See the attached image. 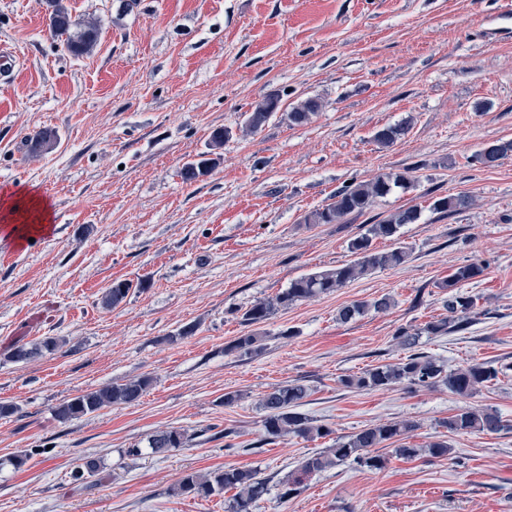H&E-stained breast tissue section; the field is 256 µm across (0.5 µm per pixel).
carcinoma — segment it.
<instances>
[{"label": "carcinoma", "instance_id": "carcinoma-1", "mask_svg": "<svg viewBox=\"0 0 512 512\" xmlns=\"http://www.w3.org/2000/svg\"><path fill=\"white\" fill-rule=\"evenodd\" d=\"M50 8V29L56 36L66 37L68 51L74 56L87 54L96 44L99 28L94 23L81 24L74 20L61 0H47ZM280 97L269 94L257 103L249 113L245 131L255 132L264 126L279 110ZM322 107L316 98H306L298 102L288 112V120L295 124L308 122L313 114ZM406 127L399 124L378 130L375 142L381 147L392 146L402 135ZM58 140L53 129H42L28 139V149L32 154H40L51 149ZM512 154V140L496 141L483 145L473 160L484 166L493 167L496 163ZM216 165L214 158H202L188 162L182 168L185 181H195L209 174ZM414 179L410 171L378 175L370 180L351 184L336 191L333 202L310 211L304 216L306 224H340L349 215H362L372 208L376 201L389 195L394 189L404 191L413 187ZM469 203L465 195H448L435 199L432 209L438 212H454L463 209ZM421 211L412 206L400 209L387 219L370 224L365 232L350 240L349 249L355 259L332 269L302 275L290 282L288 288L272 298L255 301L241 315L242 323L251 326L266 321L278 310L329 294L363 275L381 268L396 267L410 256L409 247L399 245L388 251H379L373 240L382 238L399 240L400 229L406 224H415ZM483 272L481 265L470 263L461 266L438 282V288L448 293L445 306L448 316L431 321L423 328L428 336H442L450 330L460 331L468 326L467 314L473 309V297L458 291V286L471 281ZM141 287V283L131 280H115L107 288L100 304L112 309L125 301L132 288ZM394 305L389 296L373 301H357L341 307L336 319L342 323L350 322L373 310L384 311ZM64 340L56 336H46L39 342L27 346L14 347L9 359L14 363H25L43 353L56 351ZM244 355H252L263 350V337L249 333L238 337L230 346ZM498 372L491 366L472 364L455 370H447L444 364L424 353L409 354L395 363L381 364L369 368L358 375H349L340 382L348 387L361 390L393 389L400 385L427 389L444 388L451 393L468 396L477 388L497 378ZM152 384V378L143 376L122 383L113 382L94 391L79 394L59 405L55 415L60 420L81 418L101 409L116 405L132 404L138 401ZM309 395V388L299 382H288L263 395L260 409L263 411V427L267 435L280 438L288 435L308 439L322 438L329 429L316 424L313 420L297 412L303 400ZM442 427L450 433L460 432H498L506 427L505 421L494 410L488 408H463L442 422ZM418 423L412 420L390 421L367 425L349 435L336 439V447L328 448L305 458L299 471L303 476L332 469L340 464L352 462L370 470H382L386 467L387 457L383 450L390 441L401 442L400 447L391 449V453L403 458L427 456L438 458L451 452L446 440H437L421 448L407 442L408 434L418 429ZM189 436L181 429L160 430L148 439L150 453L165 457L187 446ZM100 474V463L95 458H80L71 471L73 481L86 484ZM227 490L236 491L231 506L232 512H252L254 504L268 492L267 480L260 472L243 468H226L205 473H188L175 487L178 494H194L204 498L221 495Z\"/></svg>", "mask_w": 512, "mask_h": 512}]
</instances>
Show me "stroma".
Masks as SVG:
<instances>
[{
	"instance_id": "obj_1",
	"label": "stroma",
	"mask_w": 512,
	"mask_h": 512,
	"mask_svg": "<svg viewBox=\"0 0 512 512\" xmlns=\"http://www.w3.org/2000/svg\"><path fill=\"white\" fill-rule=\"evenodd\" d=\"M73 19L100 25L76 57L48 27L46 0H0V188L40 191L55 231L0 240V512H227L230 494H173L191 472L255 469L271 479L253 512H512V156L474 162L485 143L512 140V0H62ZM281 109L256 132L242 126L268 93ZM320 112L294 125L298 101ZM484 110H477V103ZM408 123L393 146L374 141ZM231 130L217 166L194 182L184 164ZM57 130L38 155L35 131ZM411 170L343 224H307L349 182ZM448 194L468 207L435 213ZM418 207L401 228L411 255L344 288L247 326L255 300L295 278L348 263L365 226ZM483 273L460 291L475 309L467 329L427 336L444 317L439 281L462 265ZM139 287L112 310V281ZM388 295L395 305L348 323L339 308ZM194 326L181 336L184 326ZM454 370L485 363L496 380L469 396L409 388L357 391L341 379L407 356L399 331ZM256 332L260 353L232 351ZM62 338L54 353L13 363L15 346ZM150 376L132 404L62 421L54 411L114 381ZM291 380L311 389L301 413L329 435L270 438L262 396ZM237 394L233 404L224 396ZM496 410L507 430L445 434L465 407ZM413 420L411 444L446 436L441 458L390 457L380 471L345 463L283 479L337 438ZM184 430L186 448L157 458L150 435ZM232 430L231 440L220 433ZM142 448L132 459L128 448ZM101 465L93 485L72 482L77 459Z\"/></svg>"
}]
</instances>
